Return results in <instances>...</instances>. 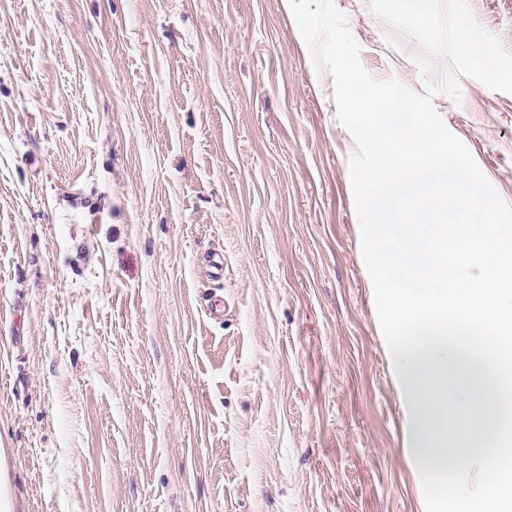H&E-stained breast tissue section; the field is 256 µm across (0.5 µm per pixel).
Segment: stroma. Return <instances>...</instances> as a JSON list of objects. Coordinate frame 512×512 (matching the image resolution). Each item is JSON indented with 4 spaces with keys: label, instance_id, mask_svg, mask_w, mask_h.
Segmentation results:
<instances>
[{
    "label": "stroma",
    "instance_id": "stroma-1",
    "mask_svg": "<svg viewBox=\"0 0 512 512\" xmlns=\"http://www.w3.org/2000/svg\"><path fill=\"white\" fill-rule=\"evenodd\" d=\"M468 3L512 50V0ZM335 4L423 92L420 43ZM460 86L511 201L512 94ZM354 147L280 0H0V512H426Z\"/></svg>",
    "mask_w": 512,
    "mask_h": 512
}]
</instances>
